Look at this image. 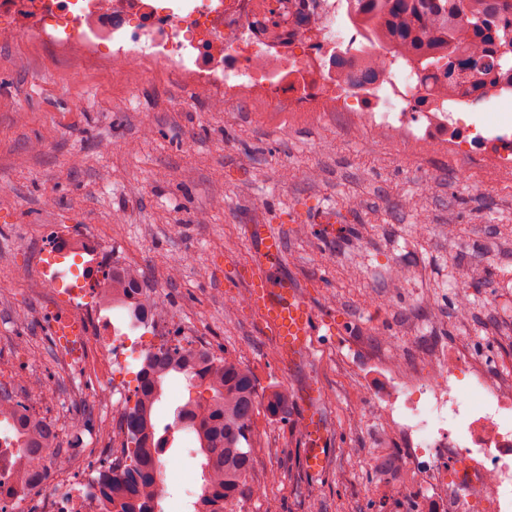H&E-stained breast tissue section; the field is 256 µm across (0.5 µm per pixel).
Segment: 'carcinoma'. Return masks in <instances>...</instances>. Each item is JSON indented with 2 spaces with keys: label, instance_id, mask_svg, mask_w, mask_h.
Returning a JSON list of instances; mask_svg holds the SVG:
<instances>
[{
  "label": "carcinoma",
  "instance_id": "1",
  "mask_svg": "<svg viewBox=\"0 0 512 512\" xmlns=\"http://www.w3.org/2000/svg\"><path fill=\"white\" fill-rule=\"evenodd\" d=\"M349 21L368 38L392 46L393 62H402L425 80H435L476 104L495 93L512 96V0H348ZM331 75L345 77L353 89L372 84L373 76L357 69L356 59L336 51ZM460 68L461 77L448 75ZM178 375L187 383L188 398L175 411L174 427L190 430L202 455L200 512H235L233 505L252 486L251 419L258 392L251 373L230 357L208 349L160 348L146 354L139 374L137 398L124 413V430L133 450L126 460L99 472L94 488L111 512H158L152 491L165 465L158 457L164 440L157 437L152 406L161 401L166 381ZM205 386L207 400L193 396ZM275 415L288 416V393L268 399ZM23 400L0 390V415L22 414ZM56 425L33 419L22 430L18 453L29 463L21 474L29 491L37 492L52 466L44 463L45 448L57 442Z\"/></svg>",
  "mask_w": 512,
  "mask_h": 512
}]
</instances>
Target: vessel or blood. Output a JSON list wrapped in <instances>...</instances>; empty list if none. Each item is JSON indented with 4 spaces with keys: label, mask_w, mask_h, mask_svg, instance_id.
Returning a JSON list of instances; mask_svg holds the SVG:
<instances>
[{
    "label": "vessel or blood",
    "mask_w": 512,
    "mask_h": 512,
    "mask_svg": "<svg viewBox=\"0 0 512 512\" xmlns=\"http://www.w3.org/2000/svg\"><path fill=\"white\" fill-rule=\"evenodd\" d=\"M249 235L258 237L261 249L251 265L249 301L269 335L275 336L289 358L309 350L316 334L317 316L307 302L299 284L285 276H275L283 243L280 234L266 224H252ZM302 428L310 443L306 465L310 472L322 471L325 463L327 428L316 403H309L302 415Z\"/></svg>",
    "instance_id": "b4317fda"
}]
</instances>
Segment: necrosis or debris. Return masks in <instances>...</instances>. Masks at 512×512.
<instances>
[{
	"mask_svg": "<svg viewBox=\"0 0 512 512\" xmlns=\"http://www.w3.org/2000/svg\"><path fill=\"white\" fill-rule=\"evenodd\" d=\"M280 8L292 22V36L262 32L257 0H188L179 13L159 0H0V40L31 33L87 59L107 44L111 65L158 60L197 94L272 91L301 110L331 100L337 111L354 109L377 130L409 134L424 119L447 133L451 146L482 143V135L459 119L461 102L448 113L433 111L427 99L435 86L394 73L391 46L367 42L346 23L347 0H282ZM336 48L361 55V67L377 76L374 94L354 101L346 85L332 80L329 53ZM74 252L88 264L112 265L111 246L93 235L60 237L49 249L53 256ZM43 280L55 297L87 312L86 330L95 336L109 379H116L139 351H129L123 337L96 332L93 318L111 285L87 275L82 287L61 288L51 272ZM402 360V351L387 355L390 381L373 404L375 417L402 438L403 466L412 476L411 483L394 486V496L416 506L440 498L447 512H512V396L459 354L425 355L414 375L404 372Z\"/></svg>",
	"mask_w": 512,
	"mask_h": 512,
	"instance_id": "obj_1",
	"label": "necrosis or debris"
}]
</instances>
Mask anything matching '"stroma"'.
I'll return each instance as SVG.
<instances>
[{"label":"stroma","mask_w":512,"mask_h":512,"mask_svg":"<svg viewBox=\"0 0 512 512\" xmlns=\"http://www.w3.org/2000/svg\"><path fill=\"white\" fill-rule=\"evenodd\" d=\"M250 224L278 229V272L318 313L310 353L290 367L248 305ZM57 230L116 246L113 262L157 289L175 330L240 362L260 398L287 390V418L263 405L252 418V478L266 491L236 512H401L385 485L403 445L371 421L386 386L374 366L393 348L466 346L512 389L511 167L346 112L195 97L154 60L111 68L34 39L0 42V382L39 378L62 469L84 487L127 438L108 440L97 349L75 371L47 326L55 302L39 270ZM313 391L330 450L317 475L300 431Z\"/></svg>","instance_id":"stroma-1"}]
</instances>
